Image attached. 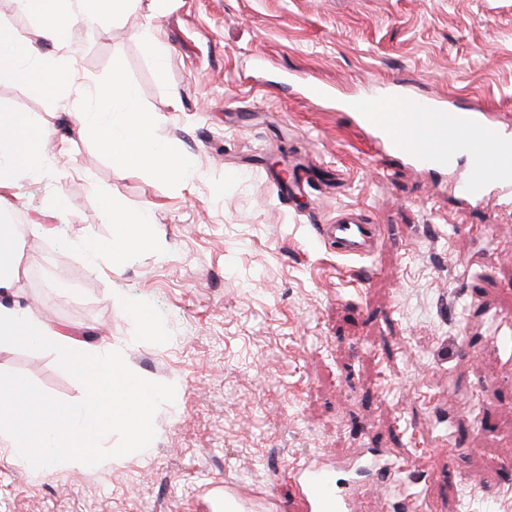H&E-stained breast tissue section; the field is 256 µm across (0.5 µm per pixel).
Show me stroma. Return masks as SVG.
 Listing matches in <instances>:
<instances>
[{
  "label": "stroma",
  "instance_id": "stroma-1",
  "mask_svg": "<svg viewBox=\"0 0 512 512\" xmlns=\"http://www.w3.org/2000/svg\"><path fill=\"white\" fill-rule=\"evenodd\" d=\"M150 2L71 23L57 51L65 85L35 96L0 69V112L53 133L45 164L0 188V211L19 242L11 304L121 351L176 397L145 453L77 471L1 452L0 512H220L228 485L245 512H304L285 471L363 448L427 468L426 512H512V345H485L490 315L512 318V206L461 203L448 185L466 161L407 168L343 105L402 84L512 125V0ZM0 26L16 44L40 41L20 0H0ZM116 59L194 177L117 165L75 123ZM316 80L333 92L307 100ZM107 197L149 211L152 244L92 266L78 246L111 243ZM351 211L387 227L360 285L355 261L314 232ZM140 309L164 341L143 335ZM0 372L62 402L85 395L47 351L0 346Z\"/></svg>",
  "mask_w": 512,
  "mask_h": 512
}]
</instances>
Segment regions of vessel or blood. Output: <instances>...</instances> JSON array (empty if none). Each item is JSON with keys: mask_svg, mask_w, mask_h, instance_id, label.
<instances>
[{"mask_svg": "<svg viewBox=\"0 0 512 512\" xmlns=\"http://www.w3.org/2000/svg\"><path fill=\"white\" fill-rule=\"evenodd\" d=\"M348 106L365 131L414 167L445 171L465 159L467 174L454 185L461 201H481L493 185L512 192V126L498 122L480 106L458 111L440 97H413L398 87L354 98ZM316 232L347 259L374 256L382 236L379 225L365 223L353 213L317 225ZM408 470L407 463L390 460L383 479L402 486L406 512H417L424 493L406 484ZM291 479L307 512H361L363 493L340 483L331 468L303 463L292 468Z\"/></svg>", "mask_w": 512, "mask_h": 512, "instance_id": "b4317fda", "label": "vessel or blood"}]
</instances>
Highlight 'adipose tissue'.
I'll use <instances>...</instances> for the list:
<instances>
[{
	"mask_svg": "<svg viewBox=\"0 0 512 512\" xmlns=\"http://www.w3.org/2000/svg\"><path fill=\"white\" fill-rule=\"evenodd\" d=\"M128 0H78L69 16H62V0H23L27 10L42 17V38L57 47H64L67 39L66 19L87 25L100 18L121 14ZM9 31L0 28V49L7 51L12 64V74L36 90H44L45 76L55 72L57 80H64L65 72L60 61L43 55L39 46L30 45L14 51ZM123 65L114 61V78L101 89L94 111L81 114L82 126L90 128L102 148L119 165L148 168L156 175L170 181L181 182L189 178L193 169L183 157L160 147L154 130L160 118L143 111L136 101L134 88L122 81ZM49 144L48 132L33 124L20 112L0 113V188L11 184L21 175L42 166L46 161ZM109 215L115 226L112 253L118 254L134 245H144L141 225L150 221L148 211L131 213L110 207Z\"/></svg>",
	"mask_w": 512,
	"mask_h": 512,
	"instance_id": "obj_1",
	"label": "adipose tissue"
}]
</instances>
